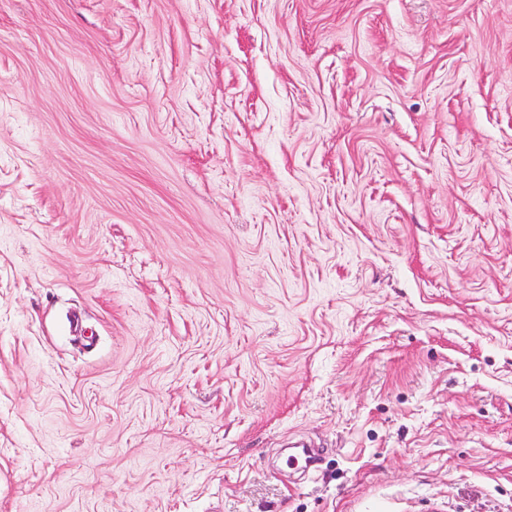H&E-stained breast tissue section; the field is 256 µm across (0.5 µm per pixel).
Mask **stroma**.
Segmentation results:
<instances>
[{"instance_id":"35a3bbf8","label":"stroma","mask_w":512,"mask_h":512,"mask_svg":"<svg viewBox=\"0 0 512 512\" xmlns=\"http://www.w3.org/2000/svg\"><path fill=\"white\" fill-rule=\"evenodd\" d=\"M0 512H512V0H0Z\"/></svg>"}]
</instances>
